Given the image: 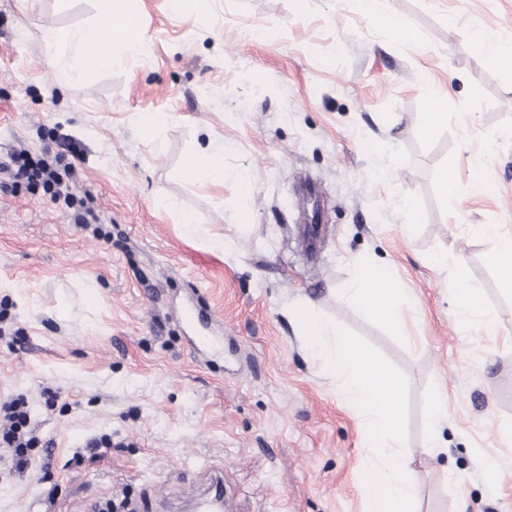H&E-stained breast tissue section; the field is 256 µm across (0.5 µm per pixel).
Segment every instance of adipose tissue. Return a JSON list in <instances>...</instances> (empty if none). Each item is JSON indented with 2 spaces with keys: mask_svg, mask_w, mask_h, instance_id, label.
<instances>
[{
  "mask_svg": "<svg viewBox=\"0 0 512 512\" xmlns=\"http://www.w3.org/2000/svg\"><path fill=\"white\" fill-rule=\"evenodd\" d=\"M137 14V0H97L94 22L79 29H60L46 34L45 43L53 54L52 65L71 80L92 71L112 68L118 64L119 58L111 51L101 55L97 61H90L91 42L101 22ZM345 296L363 313L386 321L398 335H405L403 315L405 310L413 308L414 303L405 289L400 288L388 267L363 268L349 284Z\"/></svg>",
  "mask_w": 512,
  "mask_h": 512,
  "instance_id": "adipose-tissue-1",
  "label": "adipose tissue"
}]
</instances>
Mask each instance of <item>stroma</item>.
<instances>
[{
  "label": "stroma",
  "mask_w": 512,
  "mask_h": 512,
  "mask_svg": "<svg viewBox=\"0 0 512 512\" xmlns=\"http://www.w3.org/2000/svg\"><path fill=\"white\" fill-rule=\"evenodd\" d=\"M386 6L415 43L355 0H197L189 16L140 0L149 53L64 85L42 35L89 25L96 0H0V162L65 138L94 198L81 225L42 184L0 191V404L24 396L52 449L18 474L0 447V512H188L219 470L224 512H363V420L305 350L288 316L301 304L405 375L415 512H512V289L482 231L512 233V69L471 42L512 44V0ZM425 75L448 114L433 139ZM143 112L167 115L159 138ZM206 144L223 185L183 176ZM476 168L488 190L446 202L440 172ZM186 213L200 237L181 233ZM372 265L416 298L408 337L346 302ZM460 266L482 315L447 287ZM189 308L212 322L187 327ZM200 335L222 354L195 355ZM104 434L113 447L82 456ZM356 2L363 15L370 18L378 27L391 31L399 41L410 44L416 40L414 30L387 11L383 0H357ZM473 45L491 67L508 66L512 64V50H504L498 43L492 41L481 32L474 33Z\"/></svg>",
  "instance_id": "1"
}]
</instances>
